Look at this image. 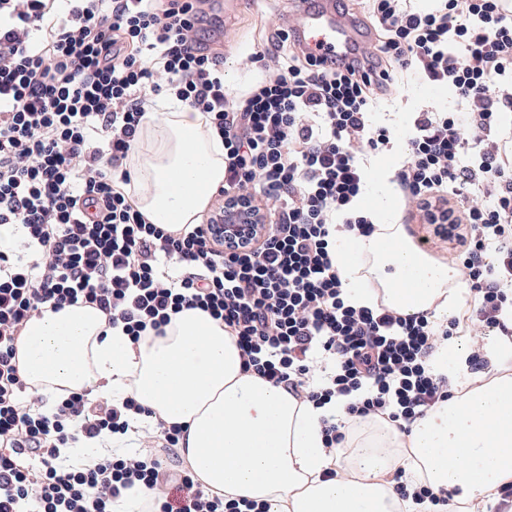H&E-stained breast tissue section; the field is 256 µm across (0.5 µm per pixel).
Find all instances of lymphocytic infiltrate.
Returning <instances> with one entry per match:
<instances>
[{"label":"lymphocytic infiltrate","mask_w":512,"mask_h":512,"mask_svg":"<svg viewBox=\"0 0 512 512\" xmlns=\"http://www.w3.org/2000/svg\"><path fill=\"white\" fill-rule=\"evenodd\" d=\"M202 0H0V225L24 233L25 258L0 254V512H113L134 486L155 491L149 455L63 464L60 450L129 428L123 408L73 394L51 414L21 407L14 362L26 321L43 307L88 303L132 340L199 308L236 336L244 364L317 405L346 396L349 415L413 421L448 395L430 366L436 336L426 315L350 304L330 250L337 225H374L357 201L363 158L402 144L392 181L427 223L460 247L462 280L485 324L512 312V0H366L377 34L357 59L314 55L281 30L253 56L275 74L239 99L224 91V59L198 37ZM445 84L454 109L421 112L399 137L372 115L407 70ZM172 91L209 113L224 141L219 198L252 210L280 206L238 247L209 225L174 236L146 223L124 187L122 164L147 107ZM476 131L463 137V127ZM332 361L319 382L318 358ZM178 501L155 512H240L181 475Z\"/></svg>","instance_id":"1"}]
</instances>
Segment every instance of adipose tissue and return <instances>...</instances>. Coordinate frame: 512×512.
<instances>
[{"label": "adipose tissue", "instance_id": "ef3b65f1", "mask_svg": "<svg viewBox=\"0 0 512 512\" xmlns=\"http://www.w3.org/2000/svg\"><path fill=\"white\" fill-rule=\"evenodd\" d=\"M126 191L146 222L172 235L200 223L224 183V142L208 114L175 95L155 99L124 161ZM371 235L335 237L336 268L348 300L444 324L463 305L456 263L421 251L404 225L373 209ZM491 375L469 372L473 354ZM17 366L29 391L61 400L74 393L134 400L130 431L83 441L102 459L136 430L179 426L178 451L210 493L266 512H486L512 487V338L469 328L438 337L431 357L450 396L399 428L379 417H347V398L316 406L244 367L223 321L198 308L173 315L163 334L132 341L91 304L43 308L24 325ZM346 424L339 453L325 447L321 421ZM422 484L434 500L402 498L393 474Z\"/></svg>", "mask_w": 512, "mask_h": 512}]
</instances>
